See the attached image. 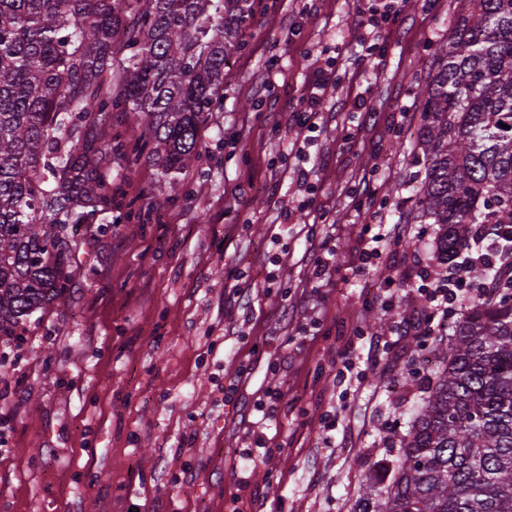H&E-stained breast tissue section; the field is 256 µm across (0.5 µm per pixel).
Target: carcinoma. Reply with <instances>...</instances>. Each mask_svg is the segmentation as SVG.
<instances>
[{"label": "carcinoma", "mask_w": 512, "mask_h": 512, "mask_svg": "<svg viewBox=\"0 0 512 512\" xmlns=\"http://www.w3.org/2000/svg\"><path fill=\"white\" fill-rule=\"evenodd\" d=\"M255 0H0V336L70 290L77 227L112 207L107 158L147 157L174 178L201 157V127ZM126 53L120 68L114 55ZM141 115L130 142L108 119ZM426 161L416 219L448 262L476 224L512 226V0H457L428 63L414 141ZM476 267L472 299L387 474L371 466L351 512H512V237Z\"/></svg>", "instance_id": "cac0c4a2"}]
</instances>
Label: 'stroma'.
I'll return each instance as SVG.
<instances>
[{
    "mask_svg": "<svg viewBox=\"0 0 512 512\" xmlns=\"http://www.w3.org/2000/svg\"><path fill=\"white\" fill-rule=\"evenodd\" d=\"M455 5L408 0L378 74L354 55L372 0H257L199 162L163 182L151 162L127 175L112 162L110 231L86 232L84 270L23 342L0 337V512H348L363 466L394 465L438 356L430 334L376 356L369 339L396 330L436 227L415 224L408 249L381 243L376 272L357 256L365 225L415 212L418 92ZM319 69L329 85L301 128L293 113ZM362 93L373 116L353 128L337 107ZM157 186L170 198L159 211ZM327 245L313 321L304 300ZM269 386L280 420L260 429L244 414ZM258 446L268 453L239 485L236 460Z\"/></svg>",
    "mask_w": 512,
    "mask_h": 512,
    "instance_id": "stroma-1",
    "label": "stroma"
}]
</instances>
